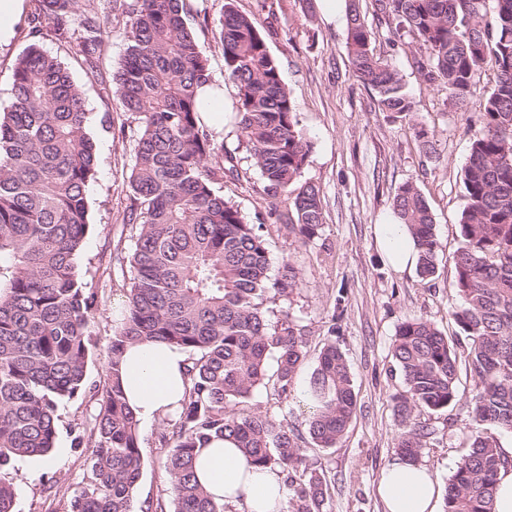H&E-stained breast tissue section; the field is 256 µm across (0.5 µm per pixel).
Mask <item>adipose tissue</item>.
I'll list each match as a JSON object with an SVG mask.
<instances>
[{"instance_id":"obj_1","label":"adipose tissue","mask_w":512,"mask_h":512,"mask_svg":"<svg viewBox=\"0 0 512 512\" xmlns=\"http://www.w3.org/2000/svg\"><path fill=\"white\" fill-rule=\"evenodd\" d=\"M377 242L394 269L415 266L413 241L399 224L376 228ZM186 354L164 342L131 346L123 357V388L140 421L151 423L173 414L184 395ZM199 483L219 505L241 512H284L288 490L277 471L251 466L241 449L228 440L198 449L195 463ZM378 494L385 512H440L437 479L424 466L405 458L383 469Z\"/></svg>"}]
</instances>
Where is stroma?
Here are the masks:
<instances>
[{
  "label": "stroma",
  "instance_id": "obj_1",
  "mask_svg": "<svg viewBox=\"0 0 512 512\" xmlns=\"http://www.w3.org/2000/svg\"><path fill=\"white\" fill-rule=\"evenodd\" d=\"M24 4L26 12L18 18L12 39L0 46V104L4 106L11 102L14 64L31 42L27 14L34 3L24 0ZM224 4L225 0H185L186 22L217 74L224 69V57L214 32ZM335 4V10L329 11L322 0H234L236 10L257 18L311 143L302 179L320 190L324 212L320 236L302 243L288 234L282 221L269 215L265 182L239 137L236 90L230 84L224 87V125L218 135L225 151L236 156L240 178H218L214 188L231 198L249 222L262 225L272 275H279L287 265L298 274L297 288L288 299L273 302L272 308L302 326L307 358L287 397L277 400L260 388L249 398L247 410L305 431L311 405L309 379L329 335L335 336L345 353L353 376L357 405L345 435L333 448L305 444L306 466L289 471L287 489L315 475L325 489L320 512H385L377 485L384 466L395 457L399 426L393 396L403 388L392 358L396 330L405 320L425 317L457 350L468 346L451 316L459 302L454 256L469 131L478 127L496 77L487 72L472 88L465 106L453 108L447 92L418 73L413 44L394 37L381 23L375 0H359L376 55L400 73L415 103L407 115L381 111L373 93L351 72L345 48L346 0H335ZM96 6L111 11L112 27L94 65L86 64L78 43L47 36L40 44L64 62L82 86L96 141L98 167L87 192L89 230L77 265L84 290L95 297L88 378L101 385L111 358L109 338L124 313L131 286L128 264L113 260L112 254L129 251L134 243L135 226L127 215L139 123L134 114L122 110L112 88V74L126 50V17L110 9L108 0H97ZM106 114L112 118L108 131L100 124ZM421 128L427 139L417 137ZM409 181L425 197L442 243L437 272L431 278L421 277L414 269L395 271L376 240L377 225L391 221L393 198ZM480 388L469 370H460L455 399L447 408L413 414L414 422L431 432L420 462L440 485H447L466 449L469 407ZM98 410L96 400L87 395L60 402L51 463L18 459L0 469V476L16 488L15 512H69L71 500L87 487L90 476L88 452L74 447L73 439L90 427ZM165 426L161 419L140 426L142 472L132 512H149L163 496L165 455L157 449L156 438Z\"/></svg>",
  "mask_w": 512,
  "mask_h": 512
}]
</instances>
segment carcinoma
<instances>
[{
    "label": "carcinoma",
    "instance_id": "obj_1",
    "mask_svg": "<svg viewBox=\"0 0 512 512\" xmlns=\"http://www.w3.org/2000/svg\"><path fill=\"white\" fill-rule=\"evenodd\" d=\"M35 0L32 43L16 60L12 103L0 110V468L23 457L49 458L57 404L90 393L99 412L74 447L90 451L92 481L71 512H131L142 468L139 420L122 388L127 346L164 341L189 353L185 394L172 428L157 438L166 451L164 495L173 512H224L196 481L195 451L212 439L236 443L259 468L285 472L304 462L301 436L260 412L240 413L259 388L288 395L306 358V336L265 306L288 297L297 275L270 273L261 225L213 189L224 170V143L200 112L197 89L221 86L183 0H123L127 48L113 75L115 94L138 117L129 185V221L138 224L128 262L129 301L109 341L107 381H88L95 296L81 288L76 259L89 229L87 190L97 168L83 90L65 64L44 51V28L75 39L92 63L112 24L87 0ZM394 34L416 47L414 64L462 105L486 68L497 73L464 169L465 204L455 283L461 304L451 316L470 341L468 367L481 384L471 402V443L448 478L443 512H494L498 471L512 466L490 424L512 431V0H376ZM346 50L354 76L383 112L414 104L398 71L376 56L358 0H348ZM216 37L224 79L237 89V115L253 166L271 198L292 197L285 228L310 242L323 228L320 190L298 184L311 144L299 127L256 19L227 0ZM418 251L417 270L433 277L441 242L431 210L414 182L393 199ZM393 357L404 389L393 396L401 433L396 455L417 461L428 428L412 422L418 408L442 410L455 397L457 354L431 320L400 324ZM306 420L311 442L334 448L356 407L348 360L328 338L310 378ZM16 490L0 477V512H13ZM320 478L295 489L291 512H317Z\"/></svg>",
    "mask_w": 512,
    "mask_h": 512
}]
</instances>
